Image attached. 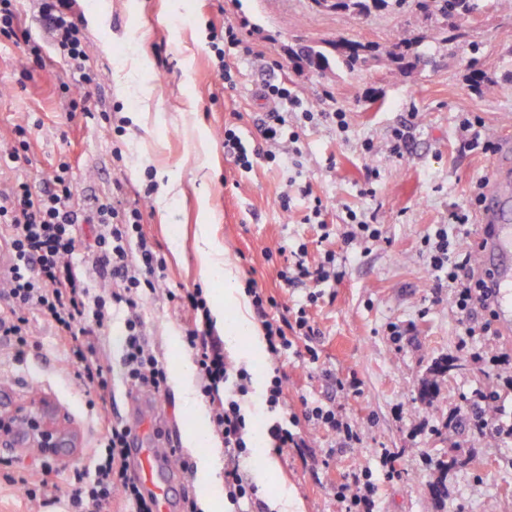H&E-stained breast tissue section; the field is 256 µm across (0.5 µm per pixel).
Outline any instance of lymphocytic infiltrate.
Instances as JSON below:
<instances>
[{
  "mask_svg": "<svg viewBox=\"0 0 512 512\" xmlns=\"http://www.w3.org/2000/svg\"><path fill=\"white\" fill-rule=\"evenodd\" d=\"M45 23L53 45L64 58L74 84L62 83L68 96V109L87 111L89 90L99 75L88 64V54L80 29L78 0H31ZM23 42L27 46L23 77L43 68L42 47L31 40L19 22L17 0H0V40ZM286 119L281 113L270 115L268 123L259 125V137L244 140L232 126L224 128V153L242 169L254 160L277 159L276 149L282 142L296 143V133H285ZM484 202L482 184H475L468 206H453L451 224L440 225L426 236L430 267L437 283L451 290L453 303L463 314L467 337L486 336L492 330L494 311L485 303L481 283L471 270L474 242L469 229L474 211ZM81 206L70 176V166L60 162L46 178L41 189L18 183L10 193L0 195V249L8 253L11 264L6 289L0 292L5 306L0 309V336L12 341L17 356H24L30 344L28 311L48 317L59 340L68 346L75 366V376L85 387L91 407L101 411L97 444L91 461L93 472L77 478L68 493L71 512H108L114 496H121L128 512H155L147 496L133 477L128 463V426L112 422L105 412L111 402L112 371L98 355V343L112 316L113 306L124 307L126 337L122 356L127 381L161 392L166 390L168 372L148 349L143 335L142 300L157 292L164 277L165 265L143 231L140 208H125L106 201L100 203L92 218L95 237L92 244L93 264L105 284L94 291L90 283L75 272L76 250L73 229ZM288 264L280 276L288 287L310 286L308 304L320 297V286L341 283L345 277L346 258L333 250L325 251L317 264H309L305 246L289 247ZM245 291L262 319L266 349L281 357L294 346L296 339L307 341L309 362H317L318 352L312 341L318 336L306 306L298 307L293 318L268 319L267 310L275 306L274 297L265 295L255 280H247ZM176 303L189 314L184 342L194 356L198 390L212 404L210 427L225 449L234 456L249 450L250 423L243 403L251 392V375L244 366H233L221 340L214 334L210 310L202 288H186L175 296ZM264 405L272 416L266 435L270 448L280 452L297 447L296 434L288 426V402L284 382L272 374L265 388ZM386 469L373 474L362 469L353 482L339 485L336 497L343 512H374L378 481L389 482L396 473L390 468L392 455L381 451ZM224 491L235 512H264L258 490L238 468L224 471Z\"/></svg>",
  "mask_w": 512,
  "mask_h": 512,
  "instance_id": "1",
  "label": "lymphocytic infiltrate"
}]
</instances>
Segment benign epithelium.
<instances>
[{
	"instance_id": "benign-epithelium-1",
	"label": "benign epithelium",
	"mask_w": 512,
	"mask_h": 512,
	"mask_svg": "<svg viewBox=\"0 0 512 512\" xmlns=\"http://www.w3.org/2000/svg\"><path fill=\"white\" fill-rule=\"evenodd\" d=\"M0 447L39 448L44 457L57 458L74 453L79 434L50 398L35 395L22 404L0 405Z\"/></svg>"
}]
</instances>
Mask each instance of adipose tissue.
I'll return each mask as SVG.
<instances>
[{
  "label": "adipose tissue",
  "mask_w": 512,
  "mask_h": 512,
  "mask_svg": "<svg viewBox=\"0 0 512 512\" xmlns=\"http://www.w3.org/2000/svg\"><path fill=\"white\" fill-rule=\"evenodd\" d=\"M196 253L200 280L209 281L219 278L224 282L223 293L215 295L211 306L216 327L233 343L237 342L239 337H248L251 351L262 352L265 343L260 331L251 320L248 296L239 286L240 272L230 263L223 250L216 245L209 225L201 224L197 227ZM228 302L237 309V316L231 322L226 321L224 317V305Z\"/></svg>",
  "instance_id": "ef3b65f1"
}]
</instances>
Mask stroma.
<instances>
[{"label":"stroma","instance_id":"obj_1","mask_svg":"<svg viewBox=\"0 0 512 512\" xmlns=\"http://www.w3.org/2000/svg\"><path fill=\"white\" fill-rule=\"evenodd\" d=\"M479 4L467 42L443 45L433 41L432 22L417 11L359 16L320 9L311 0H80L90 63L100 72L86 116L68 111L59 86L72 82L73 75L22 0V25L41 42L46 64L20 81L22 47L0 42V143L9 141L16 125L30 132L28 161L0 162V193L19 179L42 188L65 161L86 213H93L99 198L142 208L144 232L166 263L157 293L144 299L142 310L146 339L169 373L168 391L146 423L150 446L178 449L196 466L213 437L196 374H181L192 358L183 341L185 314L167 298L168 292L199 286L209 300L224 290L223 283H204L197 275V225H210L242 278L255 279L276 298L269 314L279 320L286 307L307 305V291L284 286L282 262L273 249L303 243L310 263H317L325 250L341 249L342 224L351 208L380 225L382 238L369 248L350 249L343 282L324 287L316 305H307L319 330L318 362L295 354L278 362L265 352L254 356L244 340L230 353L252 374L245 407L253 450L243 471L266 503L288 499L284 512H341L337 486L361 468L377 467L375 452L385 448L394 454L401 477L379 483L377 512H512V441L491 431L474 436L455 421L466 407L465 396L478 389L496 390L500 408L512 410V386L488 361L471 360L441 383L431 404L418 398L432 361L458 355L461 341L479 353L512 351V335L463 338L449 290L433 285L423 243L435 225L447 223L451 205L467 203L476 180L512 170V146L503 138L512 118V11L495 9L491 0ZM228 25L254 50L246 56L225 48L235 80L231 88L208 48L211 34ZM396 34L425 38L431 62L413 77L387 68L353 73L336 68L321 76L297 66L288 54L300 38L313 43L347 37L385 47ZM133 48L143 61L140 82L154 103L144 124L136 118L138 98L113 77L116 60ZM474 56L493 78L481 92L466 81ZM268 83L288 84L319 118L306 123L289 116L288 127L299 136L298 153L273 163L261 160L244 171L224 154V128L234 125L243 139L255 138L258 123L276 109L264 95ZM339 109L347 114L343 132L329 117ZM473 115L482 118L494 151H471L460 143L456 128ZM399 130L405 133L400 151ZM116 145L123 151L119 164L112 158ZM171 181L179 182L183 193L163 210L146 186ZM318 198L331 233L326 240L318 225L304 221ZM29 319L32 344L23 360H16L10 342L0 337V392L16 403L36 393L52 398L77 427L80 447L74 455L50 460L32 449L0 447V459L32 478L53 467L66 493L76 472L90 467L85 450L97 438V411L51 322L36 312ZM392 324L398 335H390ZM125 335L122 317H114L101 338L100 356L112 368L109 415L129 425L138 418L146 389L128 384L122 374ZM275 366L305 442L279 455L267 449L269 415L263 402ZM352 377L360 384L358 395L337 391V380ZM308 402L331 403L360 427L361 443L338 449L334 433L304 419ZM191 431L202 436L203 445L187 447ZM440 454L466 464L449 474L448 500L437 511L430 496L435 478L430 460Z\"/></svg>","mask_w":512,"mask_h":512}]
</instances>
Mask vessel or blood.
I'll use <instances>...</instances> for the list:
<instances>
[{
    "instance_id": "b4317fda",
    "label": "vessel or blood",
    "mask_w": 512,
    "mask_h": 512,
    "mask_svg": "<svg viewBox=\"0 0 512 512\" xmlns=\"http://www.w3.org/2000/svg\"><path fill=\"white\" fill-rule=\"evenodd\" d=\"M479 222L477 255L485 297L502 333L508 335L512 333V174L504 172L491 181ZM136 455L139 483L150 488L156 512H168L171 489L159 478L160 470L169 465L167 456L156 448L137 449Z\"/></svg>"
}]
</instances>
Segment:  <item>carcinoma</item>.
<instances>
[{
    "instance_id": "cac0c4a2",
    "label": "carcinoma",
    "mask_w": 512,
    "mask_h": 512,
    "mask_svg": "<svg viewBox=\"0 0 512 512\" xmlns=\"http://www.w3.org/2000/svg\"><path fill=\"white\" fill-rule=\"evenodd\" d=\"M389 0H342L340 9L353 14H362L369 7L376 9L387 6ZM419 11L436 23L435 39L445 44L462 41L467 35V24L473 12L478 8V0H415ZM424 37L414 40L394 38L390 48L380 50L373 42L341 37L326 42V45H304L299 50L291 51L298 62L309 69L323 75L338 65L353 72L371 69L384 65L396 67L405 77L411 76L419 66L429 62L428 56L420 50ZM467 81L471 89L481 90L488 82L486 72L472 62L469 64ZM464 367L462 358H437L423 379L418 390L419 400L430 403L434 397L437 381L445 378L448 373L461 370ZM464 465V461L455 456L439 458L434 466L436 480L431 483V494L434 503H442L448 499V472Z\"/></svg>"
}]
</instances>
